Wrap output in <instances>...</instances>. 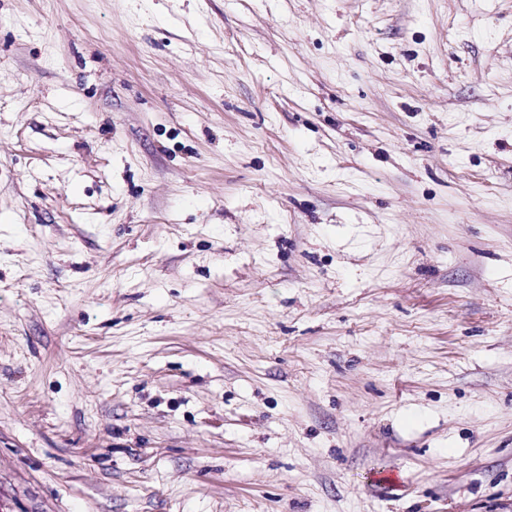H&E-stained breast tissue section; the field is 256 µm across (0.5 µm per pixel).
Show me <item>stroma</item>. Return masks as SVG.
<instances>
[{
  "label": "stroma",
  "mask_w": 512,
  "mask_h": 512,
  "mask_svg": "<svg viewBox=\"0 0 512 512\" xmlns=\"http://www.w3.org/2000/svg\"><path fill=\"white\" fill-rule=\"evenodd\" d=\"M0 512H512V0H0Z\"/></svg>",
  "instance_id": "1"
}]
</instances>
